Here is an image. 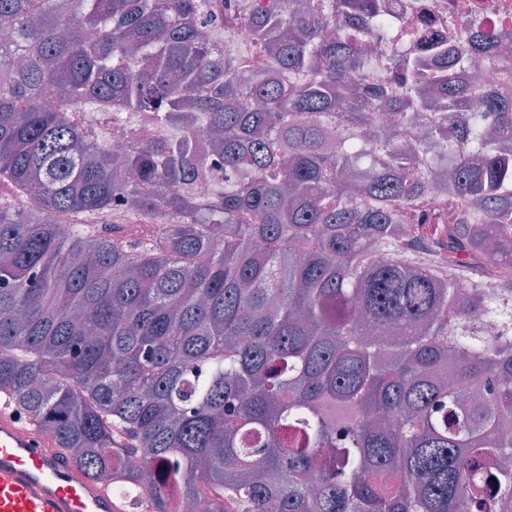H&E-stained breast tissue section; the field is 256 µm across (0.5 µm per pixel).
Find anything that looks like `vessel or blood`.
<instances>
[{"mask_svg": "<svg viewBox=\"0 0 512 512\" xmlns=\"http://www.w3.org/2000/svg\"><path fill=\"white\" fill-rule=\"evenodd\" d=\"M121 492L69 463L17 407L0 403V512H132Z\"/></svg>", "mask_w": 512, "mask_h": 512, "instance_id": "obj_1", "label": "vessel or blood"}]
</instances>
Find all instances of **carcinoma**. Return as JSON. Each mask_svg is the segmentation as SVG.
<instances>
[{
	"label": "carcinoma",
	"instance_id": "cac0c4a2",
	"mask_svg": "<svg viewBox=\"0 0 512 512\" xmlns=\"http://www.w3.org/2000/svg\"><path fill=\"white\" fill-rule=\"evenodd\" d=\"M1 24L25 54L0 47V400L151 512H512L498 45L382 80L379 0H270L266 74L213 0H0ZM90 108L161 134L115 155ZM443 162L435 200L414 171ZM402 224L436 269L374 256Z\"/></svg>",
	"mask_w": 512,
	"mask_h": 512
}]
</instances>
